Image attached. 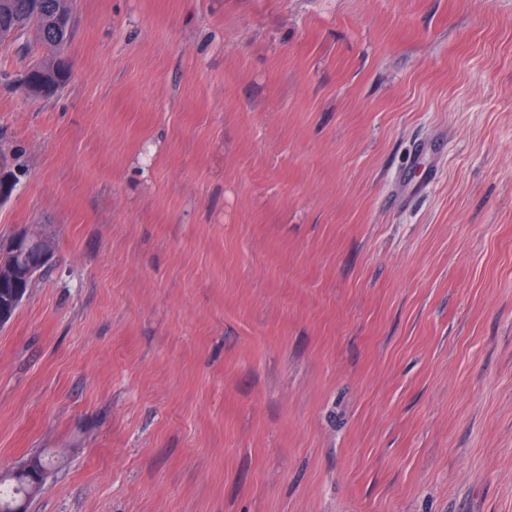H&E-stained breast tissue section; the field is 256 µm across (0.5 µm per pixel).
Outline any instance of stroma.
Returning <instances> with one entry per match:
<instances>
[{
	"label": "stroma",
	"instance_id": "obj_1",
	"mask_svg": "<svg viewBox=\"0 0 512 512\" xmlns=\"http://www.w3.org/2000/svg\"><path fill=\"white\" fill-rule=\"evenodd\" d=\"M0 46L28 512H512V0H77ZM437 181L411 194L409 154ZM73 1V12L75 2ZM58 0H0V34H8L11 31L17 33L15 44L20 52L28 49L29 36L27 27L35 25L37 33L33 36L36 43L45 48L56 51L64 56L67 44L70 42L75 26H58L56 16L60 19L70 21L71 3L70 0H63L57 14ZM12 34L6 37L0 36L1 45L9 43ZM59 54H46L36 63V69L48 75L55 73L60 60ZM21 256L22 261H18ZM56 262V250L37 224L27 226L7 246L0 247V281H13L21 274L29 283Z\"/></svg>",
	"mask_w": 512,
	"mask_h": 512
}]
</instances>
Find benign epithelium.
I'll use <instances>...</instances> for the list:
<instances>
[{
	"mask_svg": "<svg viewBox=\"0 0 512 512\" xmlns=\"http://www.w3.org/2000/svg\"><path fill=\"white\" fill-rule=\"evenodd\" d=\"M55 262L56 250L50 240L38 225H30L7 246L0 247V281H13L20 274L32 283Z\"/></svg>",
	"mask_w": 512,
	"mask_h": 512,
	"instance_id": "benign-epithelium-1",
	"label": "benign epithelium"
}]
</instances>
